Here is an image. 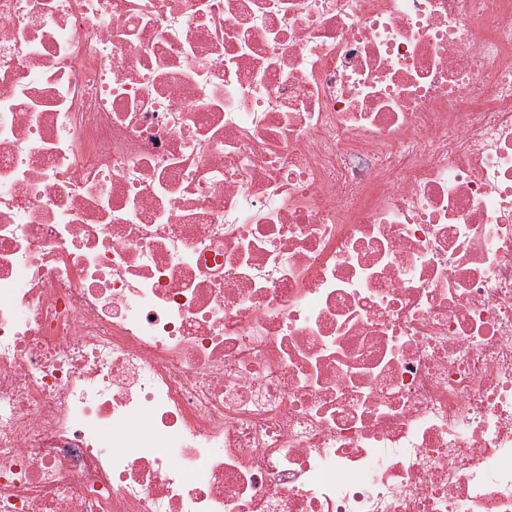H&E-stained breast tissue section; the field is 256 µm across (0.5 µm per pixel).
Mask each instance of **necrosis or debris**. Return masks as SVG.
Here are the masks:
<instances>
[{
  "instance_id": "necrosis-or-debris-1",
  "label": "necrosis or debris",
  "mask_w": 512,
  "mask_h": 512,
  "mask_svg": "<svg viewBox=\"0 0 512 512\" xmlns=\"http://www.w3.org/2000/svg\"><path fill=\"white\" fill-rule=\"evenodd\" d=\"M0 512H512V0H0Z\"/></svg>"
}]
</instances>
